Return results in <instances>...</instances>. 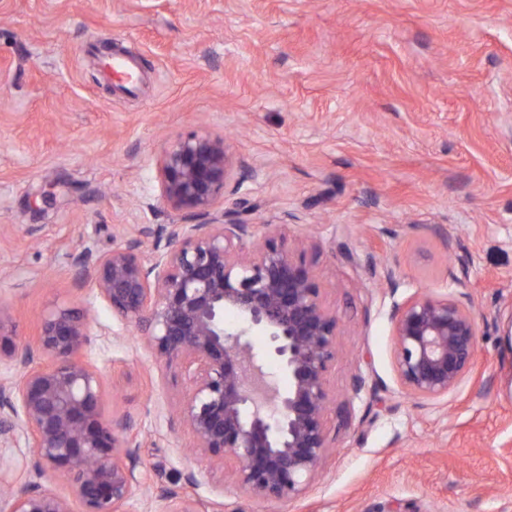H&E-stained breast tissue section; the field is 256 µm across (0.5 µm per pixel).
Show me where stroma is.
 Segmentation results:
<instances>
[{
    "label": "stroma",
    "instance_id": "stroma-1",
    "mask_svg": "<svg viewBox=\"0 0 512 512\" xmlns=\"http://www.w3.org/2000/svg\"><path fill=\"white\" fill-rule=\"evenodd\" d=\"M132 59L133 84L102 66ZM224 138L225 211L306 242L338 319L331 447L310 491L254 498L170 427L187 387L72 262L127 224H189L161 200L178 138ZM400 281L390 292L385 269ZM479 319L478 375L447 401L401 389L392 302L454 292ZM62 303L88 309L105 417L128 416L145 497L201 512H512V0H0V312L21 341ZM372 390L354 396L353 379ZM27 483L68 485L31 448Z\"/></svg>",
    "mask_w": 512,
    "mask_h": 512
}]
</instances>
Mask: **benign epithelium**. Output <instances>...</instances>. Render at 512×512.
<instances>
[{"mask_svg": "<svg viewBox=\"0 0 512 512\" xmlns=\"http://www.w3.org/2000/svg\"><path fill=\"white\" fill-rule=\"evenodd\" d=\"M235 164L222 138L175 140L159 160L161 198L203 222L123 228L111 251L84 246L73 259L158 360L180 365L189 392L170 426L187 425L198 451L228 464L247 495L296 498L312 487L330 447L326 376L338 320L304 248L277 225L244 224L218 208L226 191L241 188L232 181ZM142 236L153 238L148 258ZM454 281L456 298L416 296L390 307L397 377L419 400L444 401L477 370L478 323L465 282ZM227 310L240 316L239 330L224 327ZM253 333L268 337L288 373L286 390L253 353ZM92 342L87 313L73 305L43 315L32 345H18L0 318V447L34 449L72 494L31 485L1 497L0 512H124L145 487L134 464L141 442L127 416L105 418L103 377L82 358ZM164 499L165 512H199L186 492Z\"/></svg>", "mask_w": 512, "mask_h": 512, "instance_id": "obj_1", "label": "benign epithelium"}]
</instances>
